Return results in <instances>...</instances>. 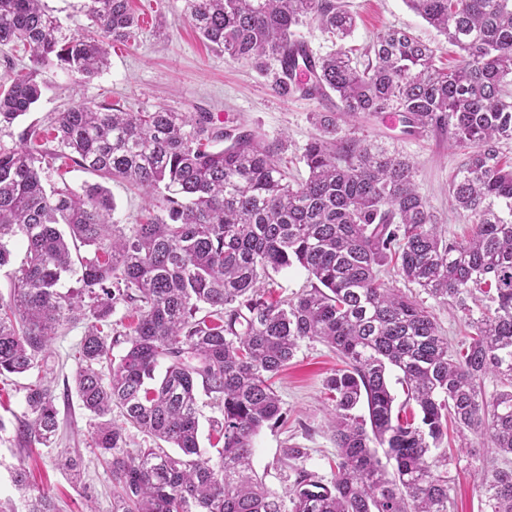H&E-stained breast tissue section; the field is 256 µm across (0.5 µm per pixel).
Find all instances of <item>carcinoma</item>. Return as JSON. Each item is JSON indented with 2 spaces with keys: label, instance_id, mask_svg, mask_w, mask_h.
<instances>
[{
  "label": "carcinoma",
  "instance_id": "obj_1",
  "mask_svg": "<svg viewBox=\"0 0 512 512\" xmlns=\"http://www.w3.org/2000/svg\"><path fill=\"white\" fill-rule=\"evenodd\" d=\"M41 2L0 0V44L30 50L29 64L0 77V127L38 102L44 70L93 78L109 46L134 37L130 0H87L89 29L63 26ZM405 3L458 49L456 68L437 65L440 47L394 28L353 65L343 42L356 19L341 0H185L184 19L205 42L261 70L277 62L275 93L329 101L314 113L304 180H288L254 133L228 135L203 112L164 107L78 105L51 121V149L31 130L18 145L0 143V267L11 241L27 253L0 298V377L39 372L17 435L53 443L58 411L42 368L59 329L85 325L75 392L112 474V512H448L450 423L462 437L490 439L492 452L470 451L482 462L481 495L488 512H512V160L503 151L512 142V0ZM310 23L336 49L309 53L296 32ZM387 112L405 136L434 131L469 148L449 184L471 220L468 238L441 236L409 160L351 132ZM63 159L151 198L164 190L166 215L126 234L102 185L46 188L44 166ZM72 242L93 255L73 260ZM389 262L437 303L468 313L473 334L460 348L380 277ZM294 264L310 287L268 300L269 271ZM68 274L79 287L63 293ZM120 304L133 321L115 359L102 327ZM306 340L341 362L327 381L336 472L326 482L299 469L279 494L254 472L252 443L282 419L271 379ZM393 371L406 395L398 408ZM201 391L223 416L214 458L199 442ZM115 407L156 446L128 451Z\"/></svg>",
  "mask_w": 512,
  "mask_h": 512
}]
</instances>
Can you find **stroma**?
<instances>
[{
  "label": "stroma",
  "mask_w": 512,
  "mask_h": 512,
  "mask_svg": "<svg viewBox=\"0 0 512 512\" xmlns=\"http://www.w3.org/2000/svg\"><path fill=\"white\" fill-rule=\"evenodd\" d=\"M345 3L356 17V27L345 45L355 53H362L378 33L395 27L442 45L441 62L448 67L457 64V49L445 45L443 37L404 0ZM131 7L140 25L135 39L114 44L107 68L94 78L56 69L45 71L39 101L11 128L0 131L1 143L18 144L24 129L47 128L58 112L77 104H114L128 112L166 107L209 113L213 126L226 130H255L266 143L278 147L282 164L293 178L305 177L301 156L309 140L319 133L312 115L323 110L321 101L274 93L276 62H269L261 71L205 43L182 21L184 0H131ZM356 133L400 152L414 164L418 191L442 236L458 241L470 234L468 218L454 210L448 196V182L464 158L463 149L449 146L446 137L433 133L404 136L391 114L361 121ZM46 176L49 182L63 181L76 189L105 183L124 230H131L146 213L147 203L140 191L120 181H101L97 174L73 163H56ZM82 337L83 327L78 324L63 329L51 345L49 378L59 419L58 438L51 446L29 447L15 437L17 423L27 412L25 387L30 376L0 380V512H27L28 499L40 494L49 496L59 512H112V474L87 445L93 419L74 390L73 354ZM339 366L329 347L305 341L276 378L283 419L264 426L253 439L254 469L271 489L284 491L294 480L290 468L281 462L283 448L290 446L307 450L304 466L308 471L331 478L336 448L329 428L332 402L326 381ZM449 441L453 459L448 466V484L454 512H482L478 465L469 454L479 441L473 437L464 441L454 433ZM69 457L82 460L81 485H73L59 465ZM19 467L29 474V486L23 491L12 479Z\"/></svg>",
  "instance_id": "stroma-1"
}]
</instances>
